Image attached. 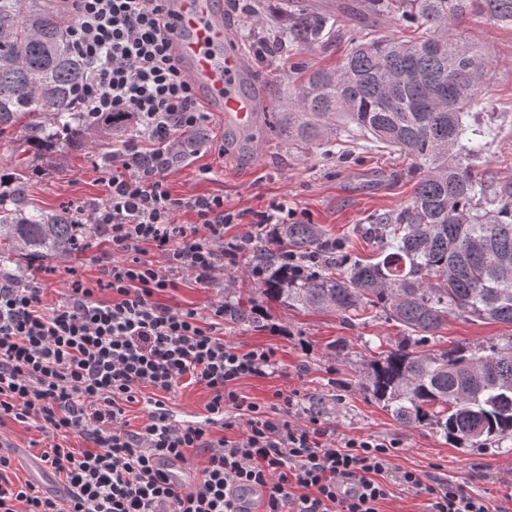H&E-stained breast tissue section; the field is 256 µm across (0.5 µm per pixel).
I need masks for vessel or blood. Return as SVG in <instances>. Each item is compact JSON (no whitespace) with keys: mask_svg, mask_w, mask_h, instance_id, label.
I'll use <instances>...</instances> for the list:
<instances>
[{"mask_svg":"<svg viewBox=\"0 0 512 512\" xmlns=\"http://www.w3.org/2000/svg\"><path fill=\"white\" fill-rule=\"evenodd\" d=\"M177 16L176 59L198 97L225 128L248 132L262 122L254 92L243 90L245 59L224 21V0H172Z\"/></svg>","mask_w":512,"mask_h":512,"instance_id":"vessel-or-blood-1","label":"vessel or blood"}]
</instances>
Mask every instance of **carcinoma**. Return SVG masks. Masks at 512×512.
I'll return each instance as SVG.
<instances>
[{"mask_svg":"<svg viewBox=\"0 0 512 512\" xmlns=\"http://www.w3.org/2000/svg\"><path fill=\"white\" fill-rule=\"evenodd\" d=\"M358 22L392 15L422 29L416 39L364 42L336 69L293 64L298 94L288 133L319 136L336 113L376 148L410 160V202L364 227L375 260L348 252L316 224H275L248 244V272L285 307L331 309L344 319L381 311L403 327V339L367 360L362 385L407 424H432L457 448L512 439V343L473 350H424L450 314L512 325V185L492 196L474 175L486 131L468 123L484 109L488 61L448 37L471 15L512 26V0H359ZM293 42L305 46L335 32L336 15L294 0L287 15ZM86 76L53 0H0V139L15 128L27 151L47 159L67 136L89 125L75 97ZM0 191V279L24 283L19 259L70 255L91 230L75 215L29 209L28 164L14 156ZM254 307L224 302L241 322Z\"/></svg>","mask_w":512,"mask_h":512,"instance_id":"1","label":"carcinoma"}]
</instances>
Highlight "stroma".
<instances>
[{
    "instance_id": "stroma-1",
    "label": "stroma",
    "mask_w": 512,
    "mask_h": 512,
    "mask_svg": "<svg viewBox=\"0 0 512 512\" xmlns=\"http://www.w3.org/2000/svg\"><path fill=\"white\" fill-rule=\"evenodd\" d=\"M312 2L336 14L338 26L327 41L300 47L292 43L278 12L279 0H224L230 34L260 82L264 127L244 153L225 144L223 126L215 115H208L207 142L172 165L167 181L174 195L188 200L219 195L225 208L240 212V223L225 229V239L257 234V214L269 204L284 202L295 210L297 221L321 225L369 260L377 253L376 245L358 227L410 201L413 184L405 174L408 160L384 149H368L367 139L356 129L338 138L330 155L323 140L281 136L273 130L288 108L289 92L295 89L290 72L293 61L301 58L315 68L331 67L349 47L351 0ZM448 35L472 44L489 62L483 91L490 108L478 113L475 121L491 129L492 135L475 160L474 171L492 192L512 184V26L473 16L450 26ZM112 148V136L94 128L85 131L82 140L63 143L53 162L29 157V203L57 210L72 202H101L107 193L101 161ZM106 254L107 245L95 231L83 252L35 263L26 273L40 283L44 301L52 304L65 297L73 280H96ZM247 262V255H240L212 284L202 287L184 279L164 297L169 305L204 314L224 298L250 299L259 305L258 319L225 322L224 336L245 349L274 350L279 369L264 378L240 381L241 394L263 403L272 401L276 391H298L305 408L323 402V413L336 436L370 434L397 441L399 467L439 472L488 500L492 512H512V440L498 448L452 447L434 426L397 422L362 386L370 349H387L401 341L403 329L398 323L372 313L348 322L330 311L304 312L267 301L259 283L248 276ZM511 341L510 326L452 315L429 347L440 352ZM0 438L14 447L18 476L31 477L40 432L8 421L0 426Z\"/></svg>"
}]
</instances>
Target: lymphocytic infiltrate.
I'll use <instances>...</instances> for the list:
<instances>
[{"label": "lymphocytic infiltrate", "mask_w": 512, "mask_h": 512, "mask_svg": "<svg viewBox=\"0 0 512 512\" xmlns=\"http://www.w3.org/2000/svg\"><path fill=\"white\" fill-rule=\"evenodd\" d=\"M74 51L87 66L77 96L89 120L112 113L130 129L104 165L102 202L76 207L109 246L95 282H73L46 307L43 288L0 283V424L12 420L49 439L40 459L69 494L58 499L12 478L0 454V512H242L240 493H263L261 512H380L389 480L425 492V512H489L464 486L396 469L397 442L336 438L320 413H301L298 392L258 403L237 384L277 370L273 350L224 337V306L209 314L160 302L180 276L209 285L224 268L210 244L239 216L220 196L185 200L168 186L170 149L205 113L173 54L168 0H57ZM198 225L179 221L184 209ZM208 230L200 237L198 228ZM107 289L111 300L97 296ZM209 393L207 417L179 425L165 407L181 381ZM146 401L134 430L127 416ZM84 445L71 446L70 437ZM202 455L187 486L162 469Z\"/></svg>", "instance_id": "obj_1"}]
</instances>
